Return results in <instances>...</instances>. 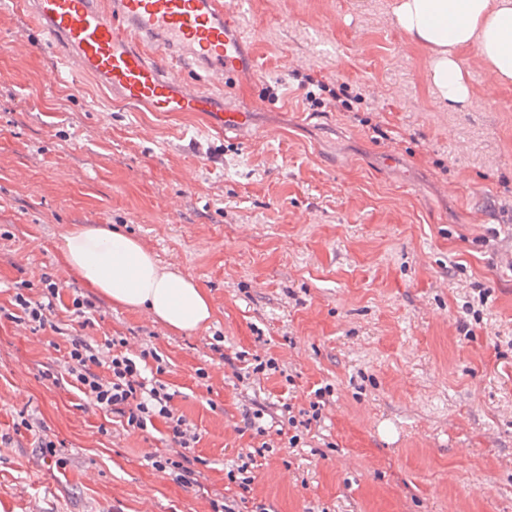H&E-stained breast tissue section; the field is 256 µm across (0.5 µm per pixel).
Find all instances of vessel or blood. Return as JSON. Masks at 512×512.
<instances>
[{
    "instance_id": "vessel-or-blood-1",
    "label": "vessel or blood",
    "mask_w": 512,
    "mask_h": 512,
    "mask_svg": "<svg viewBox=\"0 0 512 512\" xmlns=\"http://www.w3.org/2000/svg\"><path fill=\"white\" fill-rule=\"evenodd\" d=\"M232 0H32L31 15L67 62L130 105L154 112L214 111L180 63L192 58L209 78L227 81L242 69L241 35ZM220 129L248 139L244 111L220 116Z\"/></svg>"
}]
</instances>
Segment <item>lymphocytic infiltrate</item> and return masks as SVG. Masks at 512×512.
<instances>
[{"mask_svg": "<svg viewBox=\"0 0 512 512\" xmlns=\"http://www.w3.org/2000/svg\"><path fill=\"white\" fill-rule=\"evenodd\" d=\"M293 79L305 92V102L310 110L323 112L352 111L353 105L361 101V94L352 92L347 84H331L311 73L294 72ZM42 290L31 296L23 288H16L12 304L20 312L21 320L43 328L49 325L55 312L60 285L51 277H41ZM150 350L134 354L128 350V340L115 336L101 345L88 343L82 336L69 338V347L64 364V380L82 398L103 413L118 417L131 429L144 430L155 421H163L167 436L178 446L175 453H159L152 465L159 471L169 473L176 481L195 482L198 461L193 449L199 441L195 428L183 416L177 415L172 406L173 395L160 380L147 376V360ZM332 394L331 386L314 390L308 408L294 410L291 404H282L281 416L288 425V445L300 448L305 444V433L312 423L320 421L322 411ZM245 419L262 443L255 452L242 455L239 462L230 466L226 473L229 483L242 492H250L255 480L254 464L258 456L268 452L270 445L265 437L268 433L263 409L246 411Z\"/></svg>", "mask_w": 512, "mask_h": 512, "instance_id": "obj_1", "label": "lymphocytic infiltrate"}]
</instances>
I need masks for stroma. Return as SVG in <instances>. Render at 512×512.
Here are the masks:
<instances>
[{"label":"stroma","instance_id":"obj_1","mask_svg":"<svg viewBox=\"0 0 512 512\" xmlns=\"http://www.w3.org/2000/svg\"><path fill=\"white\" fill-rule=\"evenodd\" d=\"M237 2L245 65L204 86L248 112L247 142L108 98L47 48L26 0H0V512H211L212 495L239 493L225 464L264 441L247 499L272 512H512V85L466 49L476 100L442 104L393 0ZM300 66L362 93L358 111H306ZM81 224L122 226L205 288L209 327L174 332L91 294L63 256ZM45 272L61 300L35 331L11 297ZM476 283L489 292L477 321ZM76 293L98 307L91 326L67 311ZM72 334L156 347L199 434L197 483L152 467L163 422L123 429L44 378ZM242 351L281 374L240 383ZM326 384L305 447L246 429V409L302 408Z\"/></svg>","mask_w":512,"mask_h":512}]
</instances>
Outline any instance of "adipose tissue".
Segmentation results:
<instances>
[{
  "label": "adipose tissue",
  "mask_w": 512,
  "mask_h": 512,
  "mask_svg": "<svg viewBox=\"0 0 512 512\" xmlns=\"http://www.w3.org/2000/svg\"><path fill=\"white\" fill-rule=\"evenodd\" d=\"M401 32L430 53L428 81L442 102H471L469 74L458 62L475 48L496 84L512 83V0H394ZM71 270L114 306L143 311L178 332L208 327L210 297L192 279L136 239L101 224H87L63 237Z\"/></svg>",
  "instance_id": "1"
}]
</instances>
